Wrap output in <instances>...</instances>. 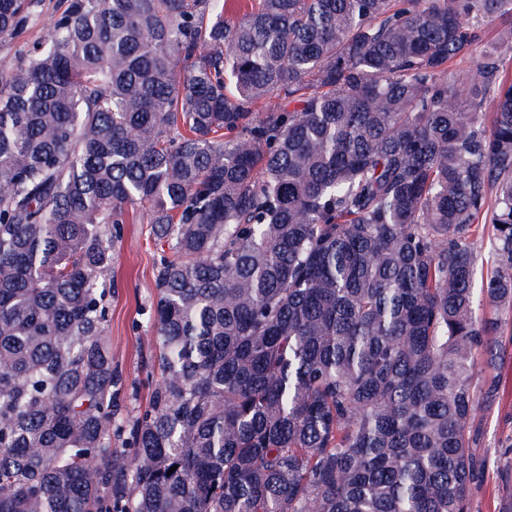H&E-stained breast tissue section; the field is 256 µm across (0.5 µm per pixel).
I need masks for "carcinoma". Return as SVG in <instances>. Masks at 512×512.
Wrapping results in <instances>:
<instances>
[{"label": "carcinoma", "mask_w": 512, "mask_h": 512, "mask_svg": "<svg viewBox=\"0 0 512 512\" xmlns=\"http://www.w3.org/2000/svg\"><path fill=\"white\" fill-rule=\"evenodd\" d=\"M33 4L0 0V39ZM508 46L512 0H64L0 75V512H472ZM139 213L161 379L127 426ZM122 225V236L114 252L116 294L112 298L108 334L112 363L118 365L129 381L123 417H131L144 409L160 377L158 365L154 364L152 324L156 300L152 265L160 246L149 237L148 224Z\"/></svg>", "instance_id": "carcinoma-1"}]
</instances>
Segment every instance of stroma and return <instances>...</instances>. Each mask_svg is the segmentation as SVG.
Here are the masks:
<instances>
[{
	"label": "stroma",
	"mask_w": 512,
	"mask_h": 512,
	"mask_svg": "<svg viewBox=\"0 0 512 512\" xmlns=\"http://www.w3.org/2000/svg\"><path fill=\"white\" fill-rule=\"evenodd\" d=\"M59 7L60 0H36L23 38L0 44V75L10 72L24 43L46 35ZM157 252L148 225H124L114 252L116 294L111 303L108 334L113 363L133 383L123 401V414L127 417L144 409L160 377L154 362L152 324L156 300L152 265ZM480 449L490 458L491 465L484 483L472 494L473 512H506L512 506V353L505 356L499 397L484 420Z\"/></svg>",
	"instance_id": "1"
}]
</instances>
